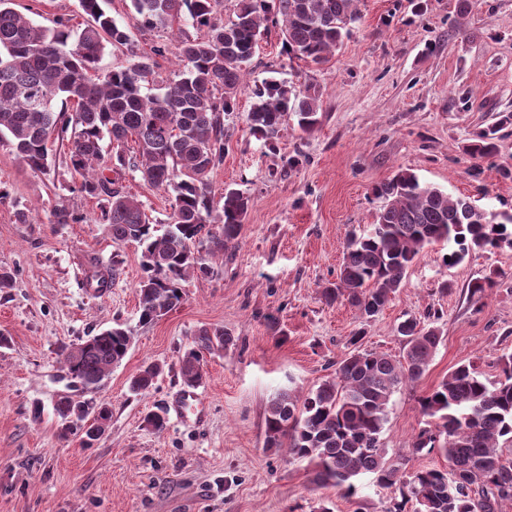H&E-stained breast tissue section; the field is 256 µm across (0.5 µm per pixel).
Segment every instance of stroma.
Masks as SVG:
<instances>
[{
    "instance_id": "obj_1",
    "label": "stroma",
    "mask_w": 512,
    "mask_h": 512,
    "mask_svg": "<svg viewBox=\"0 0 512 512\" xmlns=\"http://www.w3.org/2000/svg\"><path fill=\"white\" fill-rule=\"evenodd\" d=\"M456 3L423 0L416 13L409 0H361L350 36L320 66L289 59L281 29L269 28L246 84L275 72L315 90L319 122L305 133L288 116L274 147H265L246 122L251 99L239 95L211 190L217 200L228 187L250 196L241 235L213 275L183 282V303L148 324L136 294L141 250L113 242L100 201L78 191L65 147L55 146L50 168L36 171L0 142V270L12 275L0 291V512H384L389 492L373 475H361L349 498L315 484L308 462L267 448V404L282 389L316 388L355 332L362 349L401 354L397 325L435 310L443 341L422 379L392 396L382 442L407 470L447 467L439 453L412 451L424 424L417 399L469 359L497 376V357L512 352V247L475 251L448 267V244L428 246L367 324L348 303H326L321 290L335 282L349 234L373 224L383 204L375 186L397 170L489 211L512 208V178L500 173L512 169V125L493 160L477 163L464 151L498 113H512V0H475L463 17ZM11 6L45 27L86 20L79 0ZM105 8L138 51L164 47L160 73L173 75L178 29L142 28L131 0ZM297 152L301 164L285 167ZM121 183L154 224L167 223L169 193L129 171ZM61 206L76 223H55ZM94 260L118 271L101 295L87 286ZM487 276L494 287L471 298L470 283ZM117 323L132 336L126 357L100 390L69 388L65 348ZM205 326L228 329L236 344L206 355L197 388L206 416L197 421L176 412L179 357ZM150 361L163 374L148 393H130V379ZM66 394L109 407L108 430L93 444L63 429L55 405ZM159 408L167 427L157 433L143 419Z\"/></svg>"
}]
</instances>
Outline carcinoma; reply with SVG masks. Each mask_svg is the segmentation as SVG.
Listing matches in <instances>:
<instances>
[{
  "label": "carcinoma",
  "mask_w": 512,
  "mask_h": 512,
  "mask_svg": "<svg viewBox=\"0 0 512 512\" xmlns=\"http://www.w3.org/2000/svg\"><path fill=\"white\" fill-rule=\"evenodd\" d=\"M8 2L0 0V142L7 141L31 169L44 171L52 144L67 141L79 191L103 203L112 240L141 248L136 292L143 323L179 307L188 275L210 274V261L238 242L250 197L226 189L216 213L210 177L224 162V115L235 111L246 88L245 67L260 38L269 26H279L290 56L322 65L360 18L359 0H237L227 23L218 17L222 0H131L142 26L183 32L178 80L166 82L153 55L133 50L128 64L96 73L106 45L130 46L128 33L103 8L106 0H80L89 17L80 29L63 20L43 28ZM189 27L198 35L187 33ZM250 97L249 129L269 146L290 112L304 131L318 123V95L283 80H263ZM508 125L512 113H500L465 152L476 161L495 157L498 133ZM106 140L118 147L108 159ZM130 140L137 149L129 156L122 147ZM126 168L172 192L163 234L119 185ZM375 194L384 206L368 230L348 236L336 281L321 290L326 302L346 301L366 322L389 303L425 247L454 244L443 258L449 267L473 250L512 247V208L486 211L403 169ZM116 275L117 268L103 271L94 263L87 285L101 294ZM397 332L403 340L398 356L357 348L359 331L334 375L303 396L278 391L267 407L266 447L285 448L288 459L315 464L317 485L338 487L349 497L357 493L358 476L375 475L390 492L386 512L512 510V352L499 356L494 380L476 362H462L418 398L425 425L412 448L444 455L448 468L408 472L403 463L387 460L382 448L388 405L402 386L427 372L443 333L436 321L417 319L404 320ZM130 339L120 323L89 337L78 356L65 358L68 376L94 383L124 359ZM232 345L234 336L222 327L199 329L179 359L183 385L199 386L204 355ZM161 373L160 364H144L130 391L149 392Z\"/></svg>",
  "instance_id": "1"
}]
</instances>
